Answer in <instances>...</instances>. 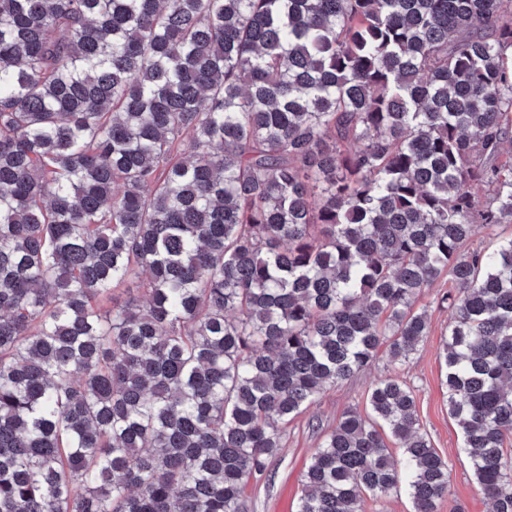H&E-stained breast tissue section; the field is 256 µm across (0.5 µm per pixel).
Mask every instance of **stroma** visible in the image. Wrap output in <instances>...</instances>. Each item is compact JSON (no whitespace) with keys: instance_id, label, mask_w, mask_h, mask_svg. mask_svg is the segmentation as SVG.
I'll list each match as a JSON object with an SVG mask.
<instances>
[{"instance_id":"1","label":"stroma","mask_w":512,"mask_h":512,"mask_svg":"<svg viewBox=\"0 0 512 512\" xmlns=\"http://www.w3.org/2000/svg\"><path fill=\"white\" fill-rule=\"evenodd\" d=\"M447 289L448 282L443 279L419 296L417 304L427 308L430 329L409 365L396 368L379 360L357 376L327 389L311 408L286 425L284 446L272 464L275 477L271 486L251 484L246 488L254 512H297L302 476L322 434L333 429L347 409L365 408L371 385L395 372L413 388L422 428L449 466L448 492L439 512H492L491 502L476 487L462 432L448 412L442 349L451 311L438 304Z\"/></svg>"}]
</instances>
